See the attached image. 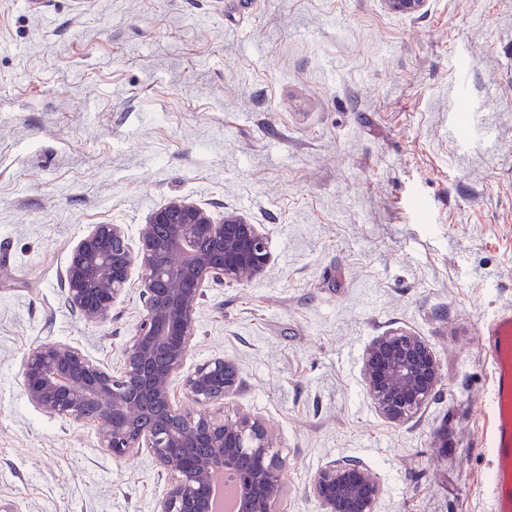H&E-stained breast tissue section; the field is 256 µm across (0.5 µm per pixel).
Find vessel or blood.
<instances>
[{"label": "vessel or blood", "mask_w": 512, "mask_h": 512, "mask_svg": "<svg viewBox=\"0 0 512 512\" xmlns=\"http://www.w3.org/2000/svg\"><path fill=\"white\" fill-rule=\"evenodd\" d=\"M479 335L492 367V512H512V310L494 314Z\"/></svg>", "instance_id": "b4317fda"}]
</instances>
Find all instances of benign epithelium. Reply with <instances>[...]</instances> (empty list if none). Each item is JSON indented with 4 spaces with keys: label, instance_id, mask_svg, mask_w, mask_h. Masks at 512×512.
Segmentation results:
<instances>
[{
    "label": "benign epithelium",
    "instance_id": "obj_1",
    "mask_svg": "<svg viewBox=\"0 0 512 512\" xmlns=\"http://www.w3.org/2000/svg\"><path fill=\"white\" fill-rule=\"evenodd\" d=\"M392 13L421 12L426 0H383ZM270 260L264 235L236 213L215 223L185 200L158 209L132 250L119 224H97L72 248L64 286L69 304L85 320L108 318L133 268L144 284V309L115 376L80 350L60 342L32 348L22 385L36 408L101 427L100 445L119 460L151 449L171 474L155 512H209L213 474L235 477L239 512H275L285 492L287 463L258 415L224 418L205 407L224 403L238 388L234 365L216 359L183 378L188 400L204 407L192 414L171 401V382L188 357L195 315L208 281L244 284L260 278ZM440 365L419 336L394 332L377 337L363 360L366 391L380 414L403 424L434 395ZM308 492L320 512H377L379 477L354 463L333 461L313 477Z\"/></svg>",
    "mask_w": 512,
    "mask_h": 512
}]
</instances>
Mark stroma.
<instances>
[{
	"label": "stroma",
	"instance_id": "stroma-1",
	"mask_svg": "<svg viewBox=\"0 0 512 512\" xmlns=\"http://www.w3.org/2000/svg\"><path fill=\"white\" fill-rule=\"evenodd\" d=\"M186 200L264 234L265 275L208 283L191 372L222 358L224 412L268 422L288 462L277 512L336 460L377 474L378 512H491V386L480 323L512 308V0H0V512H154L170 475L22 387L63 342L112 374L143 310L132 272L110 319L69 304L96 224L130 247ZM424 339L441 381L386 421L363 358Z\"/></svg>",
	"mask_w": 512,
	"mask_h": 512
}]
</instances>
